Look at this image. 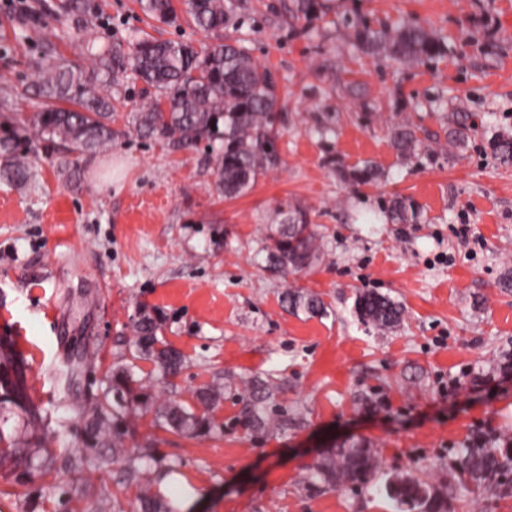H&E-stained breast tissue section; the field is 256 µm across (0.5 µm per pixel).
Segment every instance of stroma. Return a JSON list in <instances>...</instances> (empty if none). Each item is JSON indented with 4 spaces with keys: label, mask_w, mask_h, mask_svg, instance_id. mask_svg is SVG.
Returning <instances> with one entry per match:
<instances>
[{
    "label": "stroma",
    "mask_w": 512,
    "mask_h": 512,
    "mask_svg": "<svg viewBox=\"0 0 512 512\" xmlns=\"http://www.w3.org/2000/svg\"><path fill=\"white\" fill-rule=\"evenodd\" d=\"M233 21L203 33L187 15L162 24L137 0H91L102 25L84 35L63 0L41 6L38 23L0 0V125H26L39 103V65L56 54L89 66L86 42L129 47L134 37L194 45L237 40L277 82L281 162L244 195L227 199L206 146L170 151L143 139L128 117L143 85L125 99L107 150L69 152L31 136L33 175L0 181V358L19 362L23 328L43 364L23 422L0 405L5 432L51 449L59 463L28 471L0 460V512H136L140 488L115 468L61 465L84 445V422L64 387L71 354L88 351L77 395L102 396L114 367L133 364L136 391L157 403L195 406L219 387L212 430L195 439L136 419L126 445L149 443L178 467L162 490L173 512H391L373 488L314 489L305 469L327 448L365 441L382 475L410 474L449 487L448 512H512V493L477 489L455 467L475 435H512V371L488 373L512 351V166L488 143L512 132V0H328L302 13L294 0H236ZM434 31L443 50L408 64L366 54L353 21ZM467 112L476 136L448 141V109ZM407 125L430 150L407 158L390 134ZM373 165L377 175L352 174ZM414 202L418 220L394 224L393 197ZM304 209L321 253L307 270L266 266L267 228ZM469 225L468 239L457 236ZM318 294L324 316L291 312L286 288ZM375 289L400 302V326L376 334L351 315L354 296ZM56 308L57 323L44 316ZM158 314L162 339L184 356L177 375L131 360L132 320ZM271 382L288 412L283 429L254 436L240 418L237 387Z\"/></svg>",
    "instance_id": "1"
}]
</instances>
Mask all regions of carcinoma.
<instances>
[{"label": "carcinoma", "instance_id": "cac0c4a2", "mask_svg": "<svg viewBox=\"0 0 512 512\" xmlns=\"http://www.w3.org/2000/svg\"><path fill=\"white\" fill-rule=\"evenodd\" d=\"M142 11L161 22L174 17L172 0H139ZM195 26L204 31L224 27L235 12L234 0H185ZM65 9L82 18L89 31L96 16L85 0H66ZM356 45L369 53H386L400 61H418L440 54L441 42L427 29L404 25L396 31L353 24ZM132 77L146 85L148 102L134 113L133 128L144 138H157L175 152L206 141L216 148L214 162L220 177L219 187L228 198L248 191L258 176L280 162L276 149L275 112L277 87L271 72L256 64L239 42H224L195 48L189 43L141 38L124 50L120 46L99 49L93 65L82 68L64 58H56L39 75L37 96L41 98L29 127L0 131V180L21 186L30 180L31 164L25 146L28 128L47 140L58 139L72 152L95 153L112 146V112L121 101L124 79ZM73 106L62 107L60 103ZM451 142L463 146L475 132L463 112H454L448 121ZM392 142L403 156L425 150V145L408 126L392 131ZM491 155L502 165H512V135L499 134L490 143ZM392 220L413 224L416 208L403 197L390 205ZM263 250L271 268L288 273L311 266L318 257L315 233L306 212L295 209L265 237ZM283 300L288 307L311 316H322L327 306L315 294L290 289ZM353 314L364 326L385 333L403 319L402 305L376 292H359ZM135 332L131 364L112 374V396L87 403L75 402V410L85 422L86 449L97 451L96 464L108 467L114 457H125L118 481L141 487L140 512H173L164 493L156 487L159 480L175 472L168 466L157 475L147 476L142 448H124L128 419L153 407L150 397L133 393L129 386L134 361L149 359L165 375L177 373L181 355L158 337V321L142 312L132 321ZM11 363L0 361V404H9L31 419L37 410L26 396V386L17 373L9 374ZM277 388L269 382H254L241 398V420L252 431L270 433L288 425L281 419L276 403ZM155 408V407H153ZM156 425L169 427L192 438L206 436L211 423L204 413L178 403L155 408ZM112 446V454L103 448ZM512 445L479 435L458 451L460 469L477 486L499 491L512 490L504 478L512 474ZM379 471L372 449L363 442L330 448L307 468L305 479L312 485L324 484L336 489L347 483L367 485ZM378 490L398 512H448L447 487L436 489L410 476L387 478Z\"/></svg>", "mask_w": 512, "mask_h": 512}]
</instances>
